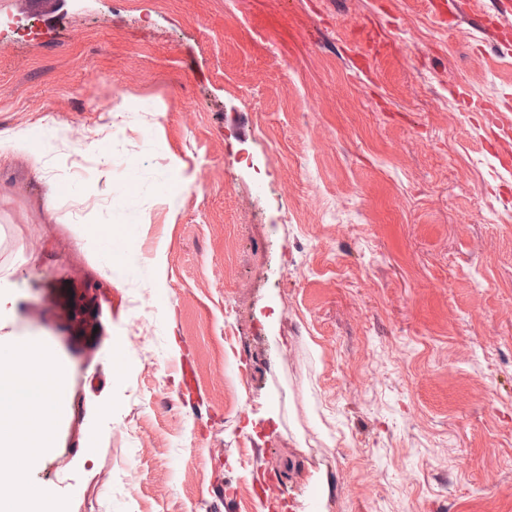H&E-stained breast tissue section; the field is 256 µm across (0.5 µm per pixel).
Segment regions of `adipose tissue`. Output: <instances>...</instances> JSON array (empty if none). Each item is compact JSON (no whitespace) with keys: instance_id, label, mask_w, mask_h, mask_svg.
<instances>
[{"instance_id":"obj_1","label":"adipose tissue","mask_w":512,"mask_h":512,"mask_svg":"<svg viewBox=\"0 0 512 512\" xmlns=\"http://www.w3.org/2000/svg\"><path fill=\"white\" fill-rule=\"evenodd\" d=\"M69 367L48 346L0 341V447L13 464L0 473V512H54L53 497L32 488L28 471L56 447V426L69 403Z\"/></svg>"}]
</instances>
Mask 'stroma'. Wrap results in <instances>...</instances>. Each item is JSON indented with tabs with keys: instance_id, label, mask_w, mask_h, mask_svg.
<instances>
[{
	"instance_id": "stroma-1",
	"label": "stroma",
	"mask_w": 512,
	"mask_h": 512,
	"mask_svg": "<svg viewBox=\"0 0 512 512\" xmlns=\"http://www.w3.org/2000/svg\"><path fill=\"white\" fill-rule=\"evenodd\" d=\"M451 10L0 0V336L70 365L59 512H512V172L468 108L512 117V20ZM82 234L88 236V233L94 237L98 238L102 241L108 237H112V253L108 258L109 266L111 269H125L129 268L131 265V256L127 252L125 248H116L114 247V241L116 239H125V236L122 232L114 229L112 224H101L97 225L92 229L87 230L85 227L81 229ZM88 232V233H87Z\"/></svg>"
}]
</instances>
